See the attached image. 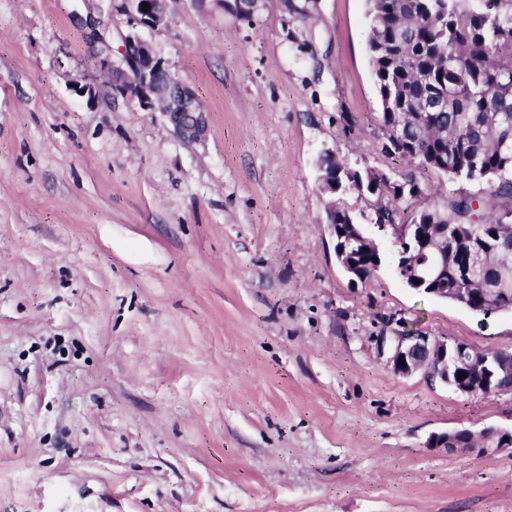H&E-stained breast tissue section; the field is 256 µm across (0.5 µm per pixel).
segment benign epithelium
<instances>
[{"label":"benign epithelium","mask_w":512,"mask_h":512,"mask_svg":"<svg viewBox=\"0 0 512 512\" xmlns=\"http://www.w3.org/2000/svg\"><path fill=\"white\" fill-rule=\"evenodd\" d=\"M139 0H124V10L133 24L158 28L169 24L167 0H148L150 9L138 6ZM113 88L123 96L135 97L147 109L162 108L176 134L189 142L202 140L207 131L205 113L189 85L171 72L158 58L151 45L137 35L125 41L119 61L108 65ZM394 237L408 243L406 253L430 247L436 236L433 224H393ZM378 351L387 356V366L401 377L420 371L434 382L444 383L464 395H489L497 392L495 382L503 369L490 357L470 345L448 342L442 336H427L413 330L393 331V335L378 337ZM405 363H400V360ZM472 366L483 371L480 380L458 379V374ZM468 438L469 449L493 453L512 444V433L490 435L483 429L479 433L453 430L434 434L429 439L432 448L449 451L463 450L458 436Z\"/></svg>","instance_id":"obj_1"}]
</instances>
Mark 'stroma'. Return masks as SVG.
Listing matches in <instances>:
<instances>
[{
  "label": "stroma",
  "mask_w": 512,
  "mask_h": 512,
  "mask_svg": "<svg viewBox=\"0 0 512 512\" xmlns=\"http://www.w3.org/2000/svg\"><path fill=\"white\" fill-rule=\"evenodd\" d=\"M123 0H0V512H512V392L463 395L378 354L386 321L512 348L394 272L339 267L319 161L414 174L381 151L365 0H168L136 33L192 88V143L107 79ZM91 93L78 91V83ZM487 429L481 430L478 434L468 430H453L445 433L434 434L429 439V446L432 448H446L447 451H463L478 449L482 453H493L510 446L512 433L504 435L498 431V435H489ZM464 434L468 438L469 448H463L458 444V436Z\"/></svg>",
  "instance_id": "stroma-1"
}]
</instances>
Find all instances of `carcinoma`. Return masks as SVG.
Segmentation results:
<instances>
[{
	"label": "carcinoma",
	"instance_id": "obj_1",
	"mask_svg": "<svg viewBox=\"0 0 512 512\" xmlns=\"http://www.w3.org/2000/svg\"><path fill=\"white\" fill-rule=\"evenodd\" d=\"M462 0H368V51L386 130L382 151L450 182L483 181L500 201L488 212L482 199L450 195L444 207L413 213V224H444L448 233L439 250L421 257L424 288L448 289V301L462 288L473 289L468 310L476 315L512 311V279L498 280V270L512 269V0H479L477 9L460 8ZM464 65H448V58ZM430 99L443 102L423 111ZM344 169L337 192L369 195L374 170ZM413 177L383 179L375 223L395 224L401 205L424 195ZM351 252L362 273L380 264V255ZM498 288L493 308L483 289Z\"/></svg>",
	"mask_w": 512,
	"mask_h": 512
}]
</instances>
